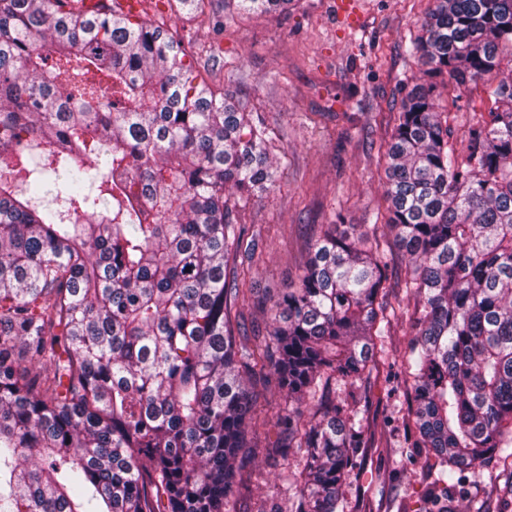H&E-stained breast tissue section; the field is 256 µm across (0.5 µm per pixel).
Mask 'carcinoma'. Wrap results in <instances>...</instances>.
<instances>
[{"instance_id": "carcinoma-1", "label": "carcinoma", "mask_w": 512, "mask_h": 512, "mask_svg": "<svg viewBox=\"0 0 512 512\" xmlns=\"http://www.w3.org/2000/svg\"><path fill=\"white\" fill-rule=\"evenodd\" d=\"M210 3L170 9L191 22ZM60 5L0 0V512H234L238 455L271 423L300 455L290 512H338L360 389L405 314L385 299L390 234L416 299L405 456L424 455L442 512L512 502V0H434L410 49L429 80L382 152L387 219L328 225L249 333L232 311L254 306L242 213L276 186L264 123L199 83L169 29ZM441 75L496 105L458 142ZM265 370L293 403L274 421L253 391ZM465 474L484 494L460 511Z\"/></svg>"}]
</instances>
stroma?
<instances>
[{"mask_svg":"<svg viewBox=\"0 0 512 512\" xmlns=\"http://www.w3.org/2000/svg\"><path fill=\"white\" fill-rule=\"evenodd\" d=\"M335 0H293L282 15L247 16L213 10L224 26L214 34L198 18L181 36L188 49L220 64L207 83L245 99L268 128L277 186L252 199L243 220L260 247L247 279L261 298L293 286L310 243L330 224H367L383 211L384 173L378 147L390 136L401 105L425 67L406 48L433 0H363L359 29L336 21ZM448 113L454 139L493 99L475 90L434 93ZM370 417L361 474L343 488L345 512H415L427 481L423 457L406 459L407 392L396 373L381 368L362 392ZM277 430L261 432L242 459L251 481L236 498L237 512H288Z\"/></svg>","mask_w":512,"mask_h":512,"instance_id":"1","label":"stroma"}]
</instances>
